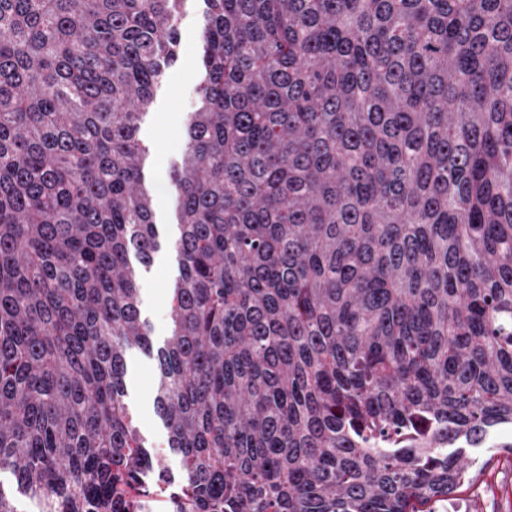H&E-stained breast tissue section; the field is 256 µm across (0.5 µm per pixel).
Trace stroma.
<instances>
[{
  "label": "stroma",
  "mask_w": 512,
  "mask_h": 512,
  "mask_svg": "<svg viewBox=\"0 0 512 512\" xmlns=\"http://www.w3.org/2000/svg\"><path fill=\"white\" fill-rule=\"evenodd\" d=\"M203 0H186L178 22L179 57L167 69L155 99L141 123L140 138L148 149L145 175L154 192L155 222L160 249L152 265L139 280L141 312L152 330L155 345L169 333L168 294L179 275L171 242L178 233L175 196L167 175L184 151L182 131L197 104L196 86L201 78L198 65ZM127 362V401L151 454L167 455L168 431L153 403L155 361L140 349H132ZM512 426L502 425L490 435L485 447L471 448L467 481L454 500L434 504V512H512Z\"/></svg>",
  "instance_id": "1"
}]
</instances>
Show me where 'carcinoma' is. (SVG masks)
Here are the masks:
<instances>
[{
  "label": "carcinoma",
  "instance_id": "carcinoma-1",
  "mask_svg": "<svg viewBox=\"0 0 512 512\" xmlns=\"http://www.w3.org/2000/svg\"><path fill=\"white\" fill-rule=\"evenodd\" d=\"M184 0H0V467L145 471L143 116ZM154 406L196 512H423L512 424V0H204ZM137 264H132L130 256ZM127 401L137 419L140 433L152 456L166 458L174 477L179 472L175 461L167 456L168 431L157 416L153 403L155 361L142 350L133 348L127 353Z\"/></svg>",
  "mask_w": 512,
  "mask_h": 512
}]
</instances>
